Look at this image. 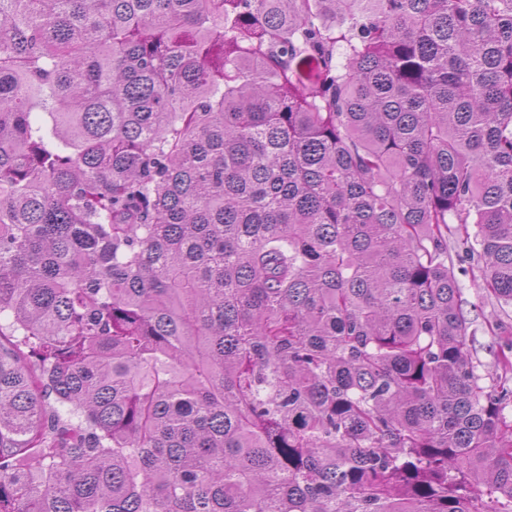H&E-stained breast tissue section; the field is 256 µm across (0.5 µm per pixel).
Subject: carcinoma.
Wrapping results in <instances>:
<instances>
[{"instance_id":"obj_1","label":"carcinoma","mask_w":512,"mask_h":512,"mask_svg":"<svg viewBox=\"0 0 512 512\" xmlns=\"http://www.w3.org/2000/svg\"><path fill=\"white\" fill-rule=\"evenodd\" d=\"M452 232L511 307L512 0H0V512H512Z\"/></svg>"}]
</instances>
